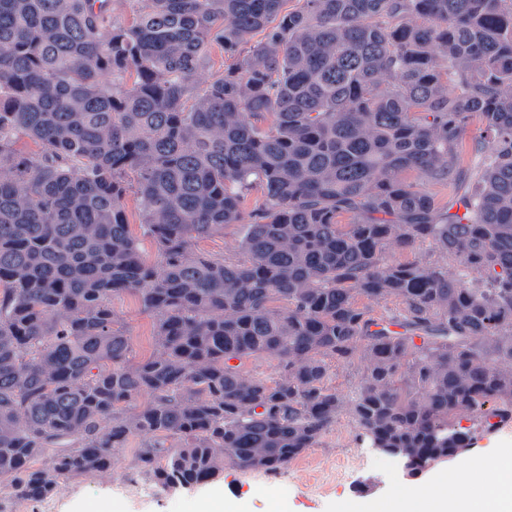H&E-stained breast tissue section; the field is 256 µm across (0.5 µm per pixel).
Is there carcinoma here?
Instances as JSON below:
<instances>
[{
	"label": "carcinoma",
	"instance_id": "carcinoma-1",
	"mask_svg": "<svg viewBox=\"0 0 512 512\" xmlns=\"http://www.w3.org/2000/svg\"><path fill=\"white\" fill-rule=\"evenodd\" d=\"M139 2L116 25L112 0H0L9 498L107 472L134 436L139 476L176 489L284 469L345 411L368 447L420 466L511 423L512 0ZM215 46L224 71L199 88ZM227 224L245 258L194 251ZM427 240L434 263L386 256ZM125 293L155 320L136 363L114 327ZM386 299L403 305L388 321L371 308ZM358 352L344 398L329 361ZM252 356L280 377L242 372ZM126 211L131 234L138 242L140 258L147 264H155L158 260L157 246L154 240L145 233L144 226L141 225L135 197L132 194L127 197Z\"/></svg>",
	"mask_w": 512,
	"mask_h": 512
}]
</instances>
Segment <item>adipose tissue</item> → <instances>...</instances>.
<instances>
[{
	"label": "adipose tissue",
	"instance_id": "ef3b65f1",
	"mask_svg": "<svg viewBox=\"0 0 512 512\" xmlns=\"http://www.w3.org/2000/svg\"><path fill=\"white\" fill-rule=\"evenodd\" d=\"M344 512H512V455L497 461L494 476L471 466L404 487L388 499H360Z\"/></svg>",
	"mask_w": 512,
	"mask_h": 512
}]
</instances>
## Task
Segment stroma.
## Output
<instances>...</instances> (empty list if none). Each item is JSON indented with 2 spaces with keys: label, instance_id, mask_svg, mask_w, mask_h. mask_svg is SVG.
<instances>
[{
  "label": "stroma",
  "instance_id": "obj_1",
  "mask_svg": "<svg viewBox=\"0 0 512 512\" xmlns=\"http://www.w3.org/2000/svg\"><path fill=\"white\" fill-rule=\"evenodd\" d=\"M117 328L131 339L134 361L154 353L153 319L136 296L113 298ZM139 439H131L112 462L110 472L61 481L48 501L13 504V512H340L343 504L358 498L361 487L369 497L389 498L411 484L401 466L377 453L356 437L349 415H340L318 445L308 449L288 468L272 474L225 467L210 481L188 488L164 490L145 481H132ZM512 451V424L477 439L470 457L438 464L422 474L429 481L443 472L459 470L470 459L494 461Z\"/></svg>",
  "mask_w": 512,
  "mask_h": 512
}]
</instances>
